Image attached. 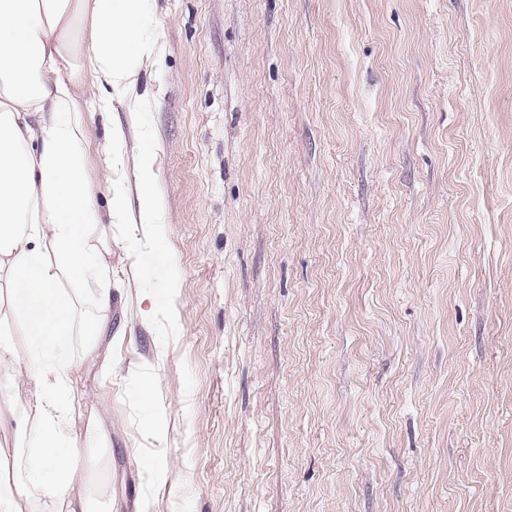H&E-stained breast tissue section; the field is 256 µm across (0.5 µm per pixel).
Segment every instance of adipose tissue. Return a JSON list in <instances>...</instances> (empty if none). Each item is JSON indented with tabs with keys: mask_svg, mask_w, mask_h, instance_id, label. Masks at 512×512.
<instances>
[{
	"mask_svg": "<svg viewBox=\"0 0 512 512\" xmlns=\"http://www.w3.org/2000/svg\"><path fill=\"white\" fill-rule=\"evenodd\" d=\"M157 40L150 0H0V409L17 424L14 449L0 448V512H93L74 460L108 437L94 418L74 432L73 383L112 319L105 239L121 224L151 250L165 231L149 156L134 199L89 171L79 97L89 72L99 109L138 111L130 94Z\"/></svg>",
	"mask_w": 512,
	"mask_h": 512,
	"instance_id": "ef3b65f1",
	"label": "adipose tissue"
}]
</instances>
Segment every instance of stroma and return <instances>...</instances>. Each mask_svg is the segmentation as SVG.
Segmentation results:
<instances>
[{"instance_id": "1", "label": "stroma", "mask_w": 512, "mask_h": 512, "mask_svg": "<svg viewBox=\"0 0 512 512\" xmlns=\"http://www.w3.org/2000/svg\"><path fill=\"white\" fill-rule=\"evenodd\" d=\"M112 227V512H512V0H154ZM163 313L144 322L141 296ZM155 389L152 406L138 397ZM167 472L156 480V457Z\"/></svg>"}]
</instances>
